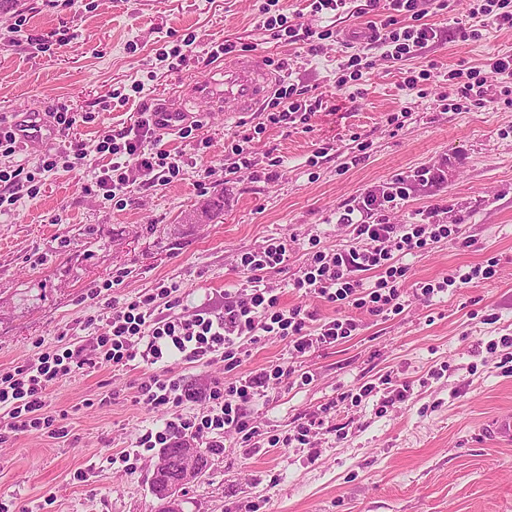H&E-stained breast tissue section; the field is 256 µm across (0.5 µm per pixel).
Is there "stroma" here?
<instances>
[{
	"label": "stroma",
	"instance_id": "obj_1",
	"mask_svg": "<svg viewBox=\"0 0 512 512\" xmlns=\"http://www.w3.org/2000/svg\"><path fill=\"white\" fill-rule=\"evenodd\" d=\"M266 2L22 0L0 13V119L82 117L49 147L8 159L34 174L36 191L0 214V373L85 340L110 302L163 281L180 282L181 311L221 310L225 290L242 282V253L272 237L288 241L285 266L265 275L281 306L336 317L334 305L293 286L310 240L327 252L353 246L336 219L355 199L416 169H438L444 177L435 187L395 201L384 215L410 224L436 209L472 246L442 241L405 255L403 313L348 309L359 325L354 336L297 359L313 376L309 384L273 383L252 403L254 424L282 436L324 414L314 447L255 450L225 434L183 510L512 512V445L480 435L489 418L512 411V76L488 66L512 55V28L484 15V0H442L424 18L435 41L393 61L369 42L345 44L352 29L381 21L370 0L319 13L314 0H282L311 30H330L312 53L261 26ZM463 29L474 38L462 39ZM63 33L72 40L62 46ZM224 41L237 46L230 61L264 56L321 110L288 128L268 124L262 110L232 120L206 111L189 88L216 68L209 51ZM353 55L368 61L362 73L349 67ZM479 80L483 100L462 97L460 86ZM144 112H184L195 121L193 139L160 130L151 142L175 158L178 174L136 182L121 207L86 192L111 163L96 144ZM261 123L264 133L254 134ZM249 133L253 169L225 178L234 135ZM76 145L86 147L85 159H76ZM48 153L57 166L46 172L39 165ZM276 157L285 166L277 177L266 172ZM217 196L224 213L213 218L205 207ZM490 260L493 279L427 300L415 294L417 283ZM95 288L100 296L88 300ZM249 350L245 372L293 359L279 336ZM142 375L87 368L50 389L49 411L68 434L25 432L0 442V501L9 512H156L150 484L158 450L144 452L131 471L108 463L166 417L135 403L130 384ZM382 376L409 383L408 396L391 403L383 390L357 406L337 403L339 393ZM79 469L88 470L87 481L74 480Z\"/></svg>",
	"mask_w": 512,
	"mask_h": 512
}]
</instances>
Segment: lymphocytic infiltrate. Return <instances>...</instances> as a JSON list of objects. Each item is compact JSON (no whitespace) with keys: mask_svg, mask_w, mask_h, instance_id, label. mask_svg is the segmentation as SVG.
Listing matches in <instances>:
<instances>
[{"mask_svg":"<svg viewBox=\"0 0 512 512\" xmlns=\"http://www.w3.org/2000/svg\"><path fill=\"white\" fill-rule=\"evenodd\" d=\"M431 2L387 0L389 11L410 20L399 30L393 28L390 18L381 20L379 31L373 33V41L385 47L388 58L413 56L436 39V30L424 22ZM155 127V122L144 117L135 126L122 128L116 136L98 142L96 152L110 154L113 161L96 175V188L116 197L130 183L163 166L164 153L147 147ZM440 179L438 172L423 169L364 194L355 208L345 209L338 217L339 224L347 227L355 239V246L333 253L314 252L295 278L294 288L340 309L351 306L374 316L403 313L405 304L399 283L406 279L409 268L402 263V256L444 240L458 242L459 230L426 222L392 224L381 211L399 198L401 188L427 187ZM287 252V241L272 238L261 249L244 253L240 270L245 281L240 288L225 291L223 312L198 308L183 318L159 314L160 304L171 309L180 304L179 284H163L130 300L112 302L104 325L90 339L93 354H86L89 346L67 347L41 354L0 374V441L24 432L67 436L66 427L57 425L47 411L50 388L86 367L104 364L123 368L134 362L153 369L151 375L135 383V403L150 411H169L170 416L161 426L146 429L134 447L116 456V463L123 469H134L145 449L190 444L215 448L219 445L218 435L226 432L236 433L246 442L256 439L260 432L248 413L252 401L264 397L271 381L307 384L311 377L291 364L240 373L248 355L245 341L263 336L284 337L294 356L300 358L313 349L351 337L358 328L355 319L346 315L311 326V312L299 306L282 307L278 295L263 287L267 271L282 265ZM367 272L374 273L373 283H365L363 275ZM214 358L223 362L225 373L235 374L234 382L216 379L195 392L170 370L174 362L194 364ZM195 397L204 400L205 415L183 416L182 404Z\"/></svg>","mask_w":512,"mask_h":512,"instance_id":"lymphocytic-infiltrate-1","label":"lymphocytic infiltrate"}]
</instances>
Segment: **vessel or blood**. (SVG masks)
I'll return each instance as SVG.
<instances>
[{"instance_id":"obj_1","label":"vessel or blood","mask_w":512,"mask_h":512,"mask_svg":"<svg viewBox=\"0 0 512 512\" xmlns=\"http://www.w3.org/2000/svg\"><path fill=\"white\" fill-rule=\"evenodd\" d=\"M277 82V75L257 58L248 63L225 64L212 71L208 78L194 83L192 92L195 100L231 119L256 111L258 105L272 93ZM54 138L53 127L36 119L20 133L18 142L23 146H47ZM483 434L495 441H512V413L505 412L489 419L483 427Z\"/></svg>"}]
</instances>
